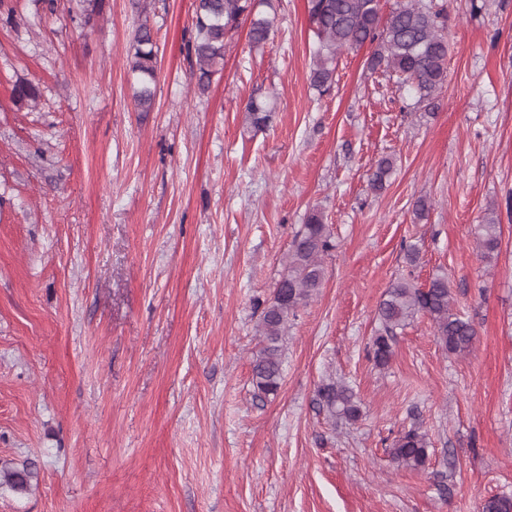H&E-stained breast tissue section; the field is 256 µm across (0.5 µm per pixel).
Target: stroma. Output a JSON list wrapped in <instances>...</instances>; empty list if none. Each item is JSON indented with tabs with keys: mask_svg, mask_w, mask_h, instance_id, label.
I'll use <instances>...</instances> for the list:
<instances>
[{
	"mask_svg": "<svg viewBox=\"0 0 512 512\" xmlns=\"http://www.w3.org/2000/svg\"><path fill=\"white\" fill-rule=\"evenodd\" d=\"M261 47L228 37L199 91L185 53L195 0H0V462L37 482L0 512H482L512 499V0H444L448 83L433 112L368 49L310 86L307 0H273ZM159 44L152 111L124 50ZM39 86L37 107L11 89ZM268 99L269 127L243 107ZM394 161L384 190L369 177ZM429 208L416 217L413 204ZM335 250L290 320L281 387L260 399L257 306L311 210ZM499 226L483 257L478 227ZM419 258L408 263V247ZM446 271L476 328L446 353L419 316L377 367V309L400 276ZM361 406L332 420L319 385ZM425 469L386 450L411 426Z\"/></svg>",
	"mask_w": 512,
	"mask_h": 512,
	"instance_id": "35a3bbf8",
	"label": "stroma"
}]
</instances>
